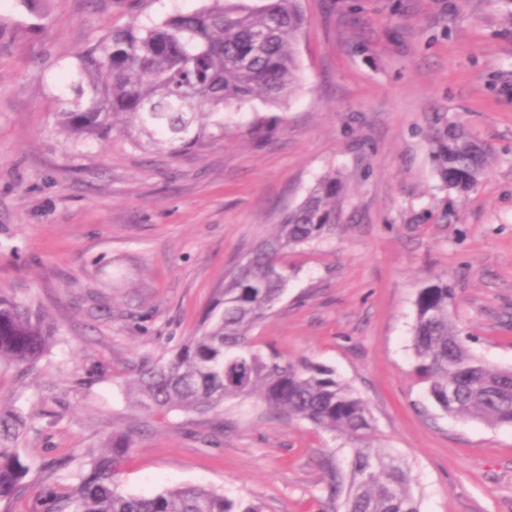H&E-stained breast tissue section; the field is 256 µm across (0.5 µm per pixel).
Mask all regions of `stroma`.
<instances>
[{"mask_svg":"<svg viewBox=\"0 0 512 512\" xmlns=\"http://www.w3.org/2000/svg\"><path fill=\"white\" fill-rule=\"evenodd\" d=\"M206 4L0 0V292L58 328L34 367L0 368V404L32 425L26 487L0 512H47L76 472L64 459L116 432L133 442L123 492L203 485L264 512H331L342 439L254 398L153 415L131 385L330 173L336 232L282 256L288 288L257 348L327 365L367 402L370 442L410 468L420 512H512V427L441 412L411 349L417 293L444 277L472 352L512 367V0H302L301 88L226 112L224 136L173 158L59 133L62 86L97 37ZM452 121L491 153L464 195L435 156Z\"/></svg>","mask_w":512,"mask_h":512,"instance_id":"35a3bbf8","label":"stroma"}]
</instances>
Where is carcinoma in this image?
<instances>
[{
  "instance_id": "obj_1",
  "label": "carcinoma",
  "mask_w": 512,
  "mask_h": 512,
  "mask_svg": "<svg viewBox=\"0 0 512 512\" xmlns=\"http://www.w3.org/2000/svg\"><path fill=\"white\" fill-rule=\"evenodd\" d=\"M303 26L300 0H265L258 7L210 0L199 11L113 28L75 59L57 126L75 142L118 130L140 148L173 156L200 147L224 135V110L255 99L276 104L296 92L302 77L294 46ZM438 156L445 186L457 193L488 169V149L459 126L439 140ZM340 195L336 174L323 177L230 273L222 308L132 386L145 408L162 414L209 413L229 398L257 397L279 415L357 443L347 478L330 474L336 512H420L409 469L368 442L373 419L366 402L332 368L265 356L250 336L288 285V267L278 256L332 235ZM452 306L445 280L419 290L411 337L415 374L442 412L512 427V369L491 367L471 352ZM54 339L44 311L0 292V367L33 366ZM29 429L22 410L0 409V502L24 488L29 468L19 441ZM131 446L128 435L116 433L103 449L80 454L75 480L54 497L52 512H263L258 503L196 485L150 497L127 494L118 475Z\"/></svg>"
}]
</instances>
